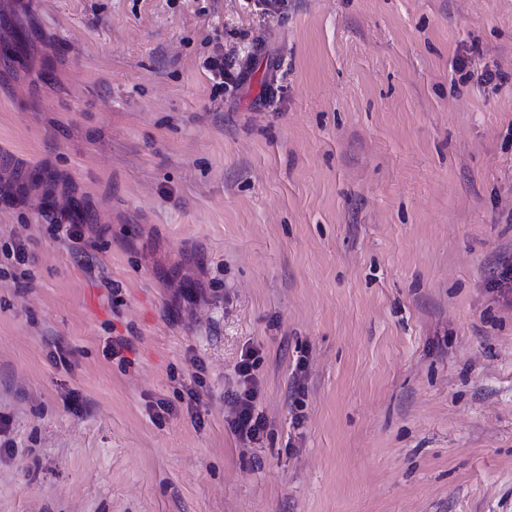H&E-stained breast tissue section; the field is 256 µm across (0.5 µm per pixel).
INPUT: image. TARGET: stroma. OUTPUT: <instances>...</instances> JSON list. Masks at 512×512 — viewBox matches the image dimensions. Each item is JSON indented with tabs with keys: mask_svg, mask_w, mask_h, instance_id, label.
<instances>
[{
	"mask_svg": "<svg viewBox=\"0 0 512 512\" xmlns=\"http://www.w3.org/2000/svg\"><path fill=\"white\" fill-rule=\"evenodd\" d=\"M20 32L0 512H512V0H0ZM253 398L252 389H244L235 395V404L238 405V410L231 423V428L241 437L255 438L263 429L262 418L259 414L254 415Z\"/></svg>",
	"mask_w": 512,
	"mask_h": 512,
	"instance_id": "stroma-1",
	"label": "stroma"
}]
</instances>
